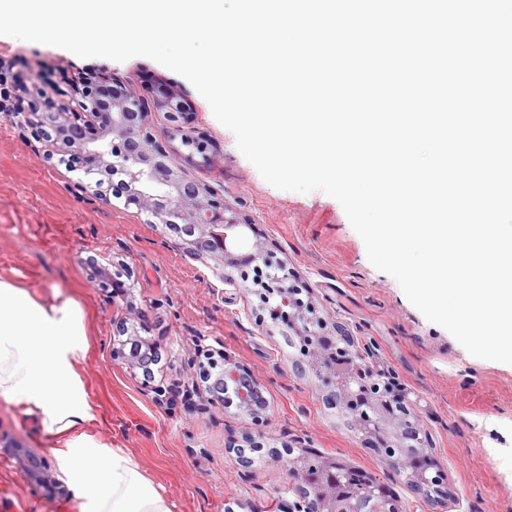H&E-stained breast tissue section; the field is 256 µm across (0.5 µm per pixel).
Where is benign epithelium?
Here are the masks:
<instances>
[{
    "instance_id": "1",
    "label": "benign epithelium",
    "mask_w": 512,
    "mask_h": 512,
    "mask_svg": "<svg viewBox=\"0 0 512 512\" xmlns=\"http://www.w3.org/2000/svg\"><path fill=\"white\" fill-rule=\"evenodd\" d=\"M155 110L166 112L164 138L169 142L180 140L188 153L166 152L157 145L147 121ZM0 112L18 119V125L42 142L47 155L61 153L81 161L88 172V182L77 185L79 192L109 207L112 199L122 198L125 206L150 213L169 225L171 233L193 255L233 256L248 263L262 256L259 248L248 247L241 224L226 215L224 199L214 188L184 177V166L207 161L210 141L186 121V103L175 93L149 99L120 80L109 81L98 75L92 82H79L61 74L51 81L32 79L27 106L15 112L1 99ZM287 278L285 273L272 281L277 283L275 292L280 297V308L285 310L283 325L292 328L303 314L288 295ZM311 355L322 382L330 389L332 401H337L346 391L347 381L340 372L326 369L334 356L333 346L318 344ZM397 409L396 413L380 400L374 405L373 414L356 417L354 422L365 435L380 441L390 439L398 448L420 449L417 456L407 453L384 457L382 461L408 472L414 485L440 491L427 458L426 428L414 416L406 420V413L410 412L406 397H398ZM296 443L299 453L289 447L278 456L288 468L289 491L298 498L293 512H403L400 502L381 487L368 498L355 497L341 481L344 464L314 453L300 439ZM0 451L13 455L35 485L49 493L62 491L52 481L48 457L12 445H3Z\"/></svg>"
}]
</instances>
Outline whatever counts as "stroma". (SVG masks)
<instances>
[{
    "mask_svg": "<svg viewBox=\"0 0 512 512\" xmlns=\"http://www.w3.org/2000/svg\"><path fill=\"white\" fill-rule=\"evenodd\" d=\"M0 62L10 67L0 92L13 99L25 98L24 83L38 72L77 79L97 69L147 96L161 84L172 88L212 142L209 162L187 168L188 177L223 195L225 206L248 225L249 242L262 246L266 261L287 267L312 321L329 334L346 329L371 351L379 375L395 376L407 391L448 488L447 512H512V364L471 356L429 322L397 280L369 262L337 200L267 183L194 86L151 59H82L0 36ZM80 178L0 113V278L41 301L72 299L81 306L89 348L80 371L98 408V438L132 449L177 512H278L288 473L271 450L299 438L319 455L385 483L404 512H436L326 403L315 373L297 368L300 354L288 345L281 322L261 306L247 268L190 255L147 213L120 199L105 207L75 191ZM99 264L117 271L122 293L101 287ZM121 322L129 335L159 347L158 385L197 377L198 345L224 350L237 369L260 380L268 400L264 424L211 402L202 386L191 396L156 403L140 376L110 355ZM260 430L267 437L259 463L237 464L235 446ZM0 438L41 455L54 445L38 418L1 401ZM2 490L33 500L36 512H53L58 500L33 487L17 461L5 456Z\"/></svg>",
    "mask_w": 512,
    "mask_h": 512,
    "instance_id": "stroma-1",
    "label": "stroma"
}]
</instances>
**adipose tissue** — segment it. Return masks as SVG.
<instances>
[{
	"instance_id": "obj_1",
	"label": "adipose tissue",
	"mask_w": 512,
	"mask_h": 512,
	"mask_svg": "<svg viewBox=\"0 0 512 512\" xmlns=\"http://www.w3.org/2000/svg\"><path fill=\"white\" fill-rule=\"evenodd\" d=\"M88 348L77 302L44 303L0 279V400L39 417L52 435L74 512H174L128 449L92 434L97 411L78 370Z\"/></svg>"
}]
</instances>
